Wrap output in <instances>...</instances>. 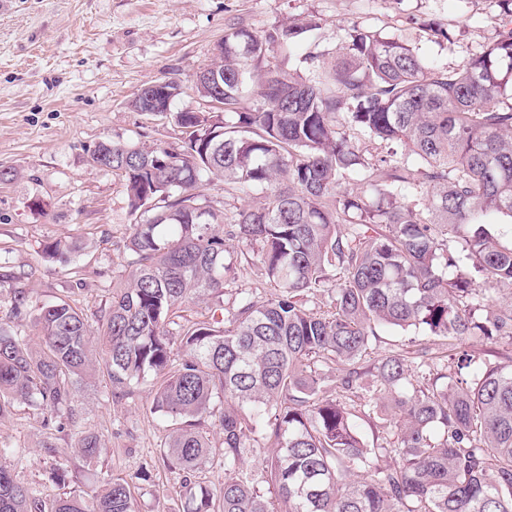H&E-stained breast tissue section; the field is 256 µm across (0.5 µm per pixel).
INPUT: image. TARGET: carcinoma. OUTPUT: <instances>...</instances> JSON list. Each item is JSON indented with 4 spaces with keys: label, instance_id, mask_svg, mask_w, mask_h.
<instances>
[{
    "label": "carcinoma",
    "instance_id": "obj_1",
    "mask_svg": "<svg viewBox=\"0 0 512 512\" xmlns=\"http://www.w3.org/2000/svg\"><path fill=\"white\" fill-rule=\"evenodd\" d=\"M497 2L493 43L457 68L361 23L333 53L312 15L260 35L225 30L224 110L173 113L177 128L222 135L105 141L102 163L124 182L134 223L129 276L97 334L69 301L38 304L13 289V313L32 315L39 348L0 323V417L26 403L47 427L74 418L97 371L114 399L151 376L186 512H512V363L451 353L455 372L471 370L454 384L450 373L418 374L400 353L360 367L384 329L444 345L512 339V302L492 300L512 291V232L505 239L490 222H512V103L501 100L512 85V0ZM303 41L307 72L281 66ZM214 181L224 208L207 206L198 224L194 206ZM71 252L61 240L43 249ZM257 263L275 293L258 302L241 292L225 308L226 285ZM322 293L330 307L314 312L306 303ZM201 297L209 316L179 323ZM362 422L394 441L368 444ZM76 448L93 461L103 444L88 430ZM257 453L269 473L260 480L242 469ZM215 465L219 495L193 491ZM0 512L136 507L120 477L47 498L0 466Z\"/></svg>",
    "mask_w": 512,
    "mask_h": 512
}]
</instances>
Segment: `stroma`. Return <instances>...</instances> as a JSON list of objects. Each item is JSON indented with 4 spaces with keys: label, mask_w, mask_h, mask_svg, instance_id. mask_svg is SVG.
Returning <instances> with one entry per match:
<instances>
[{
    "label": "stroma",
    "mask_w": 512,
    "mask_h": 512,
    "mask_svg": "<svg viewBox=\"0 0 512 512\" xmlns=\"http://www.w3.org/2000/svg\"><path fill=\"white\" fill-rule=\"evenodd\" d=\"M496 0H0V266L14 285L0 288V321L12 314V288L36 301L68 297L89 325L108 305L113 284L127 276L125 239L131 217L122 181L95 166L90 150L103 140L165 145L171 118L134 111L143 87L177 81L176 108L198 107L195 72L211 62L227 28L262 33L291 17L312 15L325 46L365 23L403 37L423 57L451 67L466 63L495 37ZM434 20L452 42L422 30ZM65 240L80 251L49 261L45 244ZM430 350L443 368V347L422 335L381 332L374 357ZM150 385L113 401L106 377L84 384L75 424L43 425L25 404L0 418V456L20 482L55 495L52 468L67 469L76 487L91 491L108 476L133 487L138 512H180L186 490L164 462L166 424L151 414ZM105 443L98 460L75 452L79 432Z\"/></svg>",
    "instance_id": "stroma-1"
}]
</instances>
